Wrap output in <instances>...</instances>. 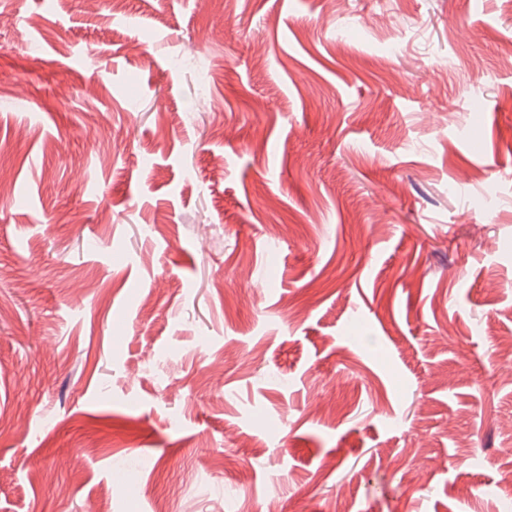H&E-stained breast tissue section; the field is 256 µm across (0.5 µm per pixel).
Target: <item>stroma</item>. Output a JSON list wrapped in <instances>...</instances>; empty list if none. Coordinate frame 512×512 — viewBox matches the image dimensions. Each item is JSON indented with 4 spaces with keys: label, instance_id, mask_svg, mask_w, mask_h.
I'll list each match as a JSON object with an SVG mask.
<instances>
[{
    "label": "stroma",
    "instance_id": "1",
    "mask_svg": "<svg viewBox=\"0 0 512 512\" xmlns=\"http://www.w3.org/2000/svg\"><path fill=\"white\" fill-rule=\"evenodd\" d=\"M335 2L0 0V512L512 504V0Z\"/></svg>",
    "mask_w": 512,
    "mask_h": 512
}]
</instances>
